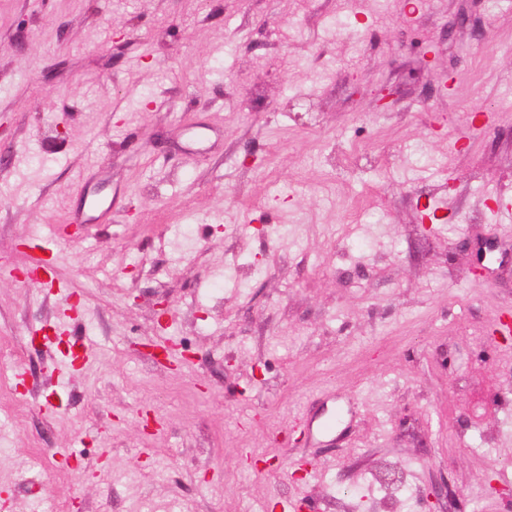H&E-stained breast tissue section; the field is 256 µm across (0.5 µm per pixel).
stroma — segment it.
Returning <instances> with one entry per match:
<instances>
[{"mask_svg": "<svg viewBox=\"0 0 512 512\" xmlns=\"http://www.w3.org/2000/svg\"><path fill=\"white\" fill-rule=\"evenodd\" d=\"M510 92L512 0H0L7 512H512Z\"/></svg>", "mask_w": 512, "mask_h": 512, "instance_id": "obj_1", "label": "stroma"}]
</instances>
